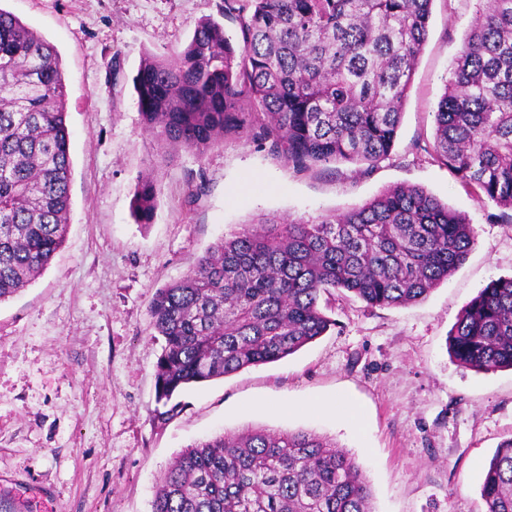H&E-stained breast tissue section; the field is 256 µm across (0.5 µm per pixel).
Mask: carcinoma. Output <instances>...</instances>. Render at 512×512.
I'll use <instances>...</instances> for the list:
<instances>
[{
  "instance_id": "1",
  "label": "carcinoma",
  "mask_w": 512,
  "mask_h": 512,
  "mask_svg": "<svg viewBox=\"0 0 512 512\" xmlns=\"http://www.w3.org/2000/svg\"><path fill=\"white\" fill-rule=\"evenodd\" d=\"M433 0H224L235 44L198 21L173 63L147 55L134 78L145 132L205 154L228 135L268 146L297 172L375 165L393 148ZM435 112L434 160L512 211V0H483ZM55 46L0 9V303L63 246L72 164ZM159 188L133 199L148 224ZM474 227L417 186L395 185L314 222L259 215L211 244L150 312L164 345L156 395L289 356L335 322L323 295L370 306L425 298L467 259ZM454 360L512 369V277L490 282L449 334ZM486 512H512V437L484 467ZM355 458L305 430L262 428L190 445L161 478L152 512H372Z\"/></svg>"
}]
</instances>
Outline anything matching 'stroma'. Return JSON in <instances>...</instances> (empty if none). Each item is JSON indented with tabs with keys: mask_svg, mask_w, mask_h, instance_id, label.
Listing matches in <instances>:
<instances>
[{
	"mask_svg": "<svg viewBox=\"0 0 512 512\" xmlns=\"http://www.w3.org/2000/svg\"><path fill=\"white\" fill-rule=\"evenodd\" d=\"M222 0H0L57 48L73 178L69 231L50 265L0 302V490L29 512H152L187 446L249 428L309 430L348 450L374 512H485L482 466L512 436V370L478 372L448 337L479 289L512 275V222L434 161L435 111L479 0H434L391 153L374 166L296 173L226 137L200 155L146 135L133 78L176 59ZM153 171L151 223L133 197ZM397 184L424 188L476 229L447 281L403 307L321 299L336 325L281 360L184 389L161 420L162 351L149 312L220 236L258 215L312 221Z\"/></svg>",
	"mask_w": 512,
	"mask_h": 512,
	"instance_id": "stroma-1",
	"label": "stroma"
}]
</instances>
